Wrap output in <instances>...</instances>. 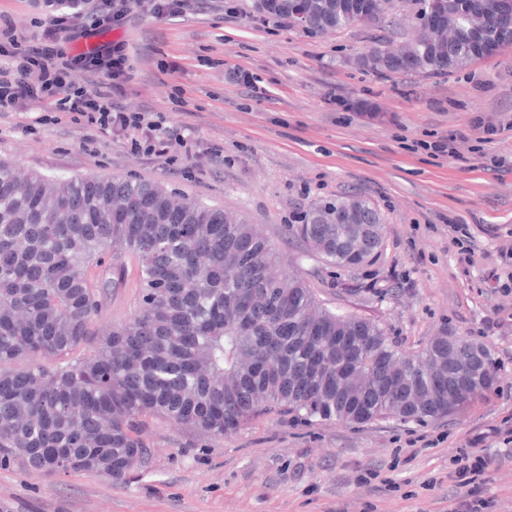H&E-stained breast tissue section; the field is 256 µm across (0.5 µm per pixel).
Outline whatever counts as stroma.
Here are the masks:
<instances>
[{
    "label": "stroma",
    "instance_id": "1",
    "mask_svg": "<svg viewBox=\"0 0 512 512\" xmlns=\"http://www.w3.org/2000/svg\"><path fill=\"white\" fill-rule=\"evenodd\" d=\"M252 0H206L177 18L139 15L105 29L132 70L119 101L190 127L198 149L219 143L224 160L194 178L101 134L84 148V122H43L53 97L0 112V159L49 179L126 176L233 212L256 227L329 307L380 321L413 352L441 330L480 339L493 381L450 417L427 424L355 427L291 415L256 418L221 440L149 424L147 463L122 481L70 472L46 477L0 464L9 512H454L466 491L451 478L466 450L490 457L484 512H512V54L447 78L378 76L346 65L366 26L312 34L248 10ZM46 0H0L21 44L33 43ZM246 81H238V74ZM462 131L484 137L468 160L424 150ZM356 192L384 219V245L347 272L289 235L312 204ZM468 225L462 263L449 225ZM138 267L108 289L94 325L127 320L138 302Z\"/></svg>",
    "mask_w": 512,
    "mask_h": 512
}]
</instances>
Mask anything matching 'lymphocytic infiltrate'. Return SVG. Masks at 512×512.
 <instances>
[{"mask_svg":"<svg viewBox=\"0 0 512 512\" xmlns=\"http://www.w3.org/2000/svg\"><path fill=\"white\" fill-rule=\"evenodd\" d=\"M190 6V0H95L91 9L78 7L54 15L39 42L27 46L15 41L10 27L0 28V110L16 108L22 101L37 98L39 92L55 88L62 93L56 111L85 120L99 131L129 136L134 152L164 159L184 176L223 161L221 145L195 150L189 127L168 125L163 114L148 118L119 103L128 78L123 44L113 45L93 62L92 69L103 74V82L85 87L68 79L69 70L81 66L82 60L66 58L63 47L86 37L90 29L121 26L134 13L175 17ZM453 464L458 484L468 490L456 512H482L484 502L476 496L474 487L487 469L488 459L463 452Z\"/></svg>","mask_w":512,"mask_h":512,"instance_id":"1","label":"lymphocytic infiltrate"}]
</instances>
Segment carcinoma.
Returning a JSON list of instances; mask_svg holds the SVG:
<instances>
[{
    "label": "carcinoma",
    "mask_w": 512,
    "mask_h": 512,
    "mask_svg": "<svg viewBox=\"0 0 512 512\" xmlns=\"http://www.w3.org/2000/svg\"><path fill=\"white\" fill-rule=\"evenodd\" d=\"M372 8L380 34L349 61L381 75L448 77L512 48L503 0H253L260 14L309 31H343ZM442 30L409 35L407 17ZM348 213L375 225L373 248L355 252ZM289 230L328 265L353 270L384 243L383 217L357 193L313 204ZM138 264L132 317L94 328L125 258ZM280 253L253 225L160 183L128 177H19L0 160V461L47 476L91 472L114 480L143 466L148 420L220 440L269 414L363 427L440 420L452 413L448 330L406 353L382 323L320 303L299 275L273 269ZM84 348L88 354L74 357ZM469 399L490 381V353L457 337ZM41 358L54 360L50 366ZM406 379L392 382L387 368ZM367 380L350 398L336 384ZM432 388L414 406L413 390Z\"/></svg>",
    "instance_id": "obj_1"
}]
</instances>
